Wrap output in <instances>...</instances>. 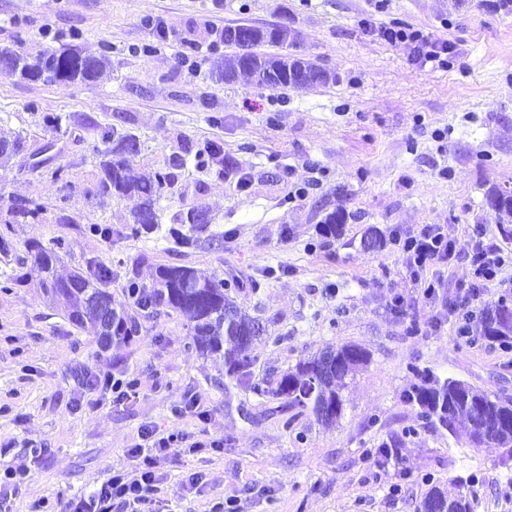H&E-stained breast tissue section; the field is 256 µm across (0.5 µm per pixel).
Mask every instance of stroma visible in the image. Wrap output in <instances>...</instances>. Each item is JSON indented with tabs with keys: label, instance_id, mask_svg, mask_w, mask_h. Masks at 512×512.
Returning a JSON list of instances; mask_svg holds the SVG:
<instances>
[{
	"label": "stroma",
	"instance_id": "1",
	"mask_svg": "<svg viewBox=\"0 0 512 512\" xmlns=\"http://www.w3.org/2000/svg\"><path fill=\"white\" fill-rule=\"evenodd\" d=\"M284 20L301 33L298 54L334 81L292 89L220 79L214 63L231 49H206V26ZM392 23L447 43V68L379 38L377 27ZM64 43L107 48L109 74L49 85L0 69V136L28 137L26 153L0 167V239L10 249L0 272L31 244L61 238V273L111 267L116 303L129 274L148 283L161 264L234 275L238 303L269 335L251 348L260 376L277 380L344 343L370 362L346 390L339 423L304 418L299 439L283 429L276 399L225 392L223 362L194 348L179 313L136 311L134 342L108 345L51 306L27 266V285L0 290V468L28 467L34 477L0 499V512L83 497L112 470L135 469L146 429L209 445L158 457L162 492L149 512H208L229 497L240 512H416L430 487L455 495V477L471 473L473 512H512V470L499 449L421 427L403 399L419 369L512 396V349L458 335L452 308L469 286L465 262L441 267L445 286L428 298L393 242L441 224L462 248L478 227L512 252L486 202L491 187L512 188V9L497 0H0V47L35 53ZM52 116L60 131L46 128ZM111 126L139 140L134 175L186 156L160 203L163 220L203 206L214 240L187 249L127 236L130 202L94 193L101 131ZM211 141L231 169L196 165ZM48 143L51 167L33 170L32 151ZM15 198L44 203V221L8 223ZM336 210L344 234L328 241L316 228ZM90 224L110 226L111 240L87 233ZM371 226L388 243L368 251ZM96 375L138 380V398L91 387ZM189 401L197 410L182 412ZM400 435L402 464L374 466L367 450ZM403 466L412 481H401ZM192 473L201 481L190 490Z\"/></svg>",
	"mask_w": 512,
	"mask_h": 512
}]
</instances>
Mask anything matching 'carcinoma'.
<instances>
[{
	"mask_svg": "<svg viewBox=\"0 0 512 512\" xmlns=\"http://www.w3.org/2000/svg\"><path fill=\"white\" fill-rule=\"evenodd\" d=\"M290 27L271 24L257 27L246 24L224 27L222 42L236 48V52L222 58L216 65L219 74L229 80L246 74L257 85L297 88L306 74H314L321 66L299 56L291 49L298 40L289 35ZM271 44L288 49L286 53L267 54L257 48ZM111 67V58L105 49L89 51L79 45H66L48 49L36 55L10 47H0V68L24 81L36 75L43 76L47 84L97 82ZM105 148L99 151L97 195L132 202L130 236L153 234L158 239L170 238L180 247L197 244L208 232L211 219L201 206H191L176 216L179 227H164L161 221L160 201L174 183L171 171L158 170L148 179H135L131 175V162L138 153L136 135L117 129L103 131ZM27 138L18 133L13 137H0V165L26 150ZM198 163H224V149L217 143H208L195 153ZM487 204L495 213L501 231H512V189L494 187L487 193ZM44 206L28 200L14 202L9 213L14 219L37 221ZM344 213L333 211L326 215L319 233L328 239L343 234ZM66 249L62 239L48 245H37L30 258L18 259L9 272L3 273V288H19L26 284L24 268L32 262L43 273L41 288L55 305L62 307L70 320L79 327L90 328L102 340L130 344L139 332L136 318L125 309L112 310V320L104 325L103 314L112 306V293L108 286L111 269L95 264L85 272L67 278L57 274L60 253ZM236 277L226 279L218 274L203 275L185 265H160L149 284L128 281L124 286L127 299L140 310L165 307L182 315L192 328V341L203 355L224 363V391L233 388L248 391L258 397L272 396L284 400L285 405L297 412L282 419V428H292L299 417L312 414L323 425H333L342 417L345 400L343 390L346 379L354 376L369 362V353L356 344H342L299 360L283 372L276 387L257 378L254 359L249 350L254 341L245 337H258L257 319L241 311L235 301L238 291ZM479 336L512 347V300L501 297L485 304L481 311ZM419 382L405 394L407 402L418 409L419 418L434 427H441L455 439H463L476 448L493 444L501 455L512 461V397L490 395L473 385L453 379L417 373ZM399 455L396 443L384 444L369 452L377 466H383ZM469 479L460 485L453 499L432 488L418 506V512H435L452 502L463 512H472V494Z\"/></svg>",
	"mask_w": 512,
	"mask_h": 512,
	"instance_id": "1",
	"label": "carcinoma"
}]
</instances>
